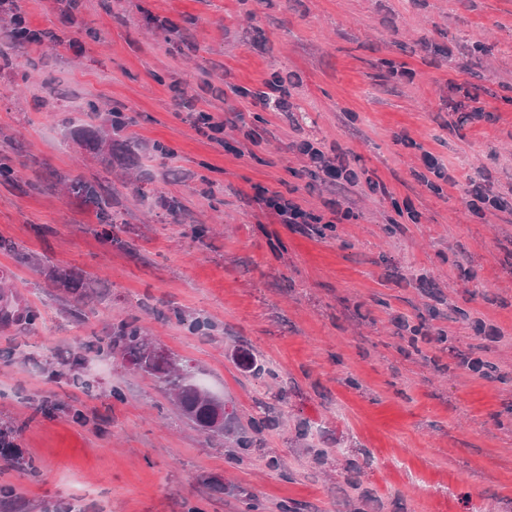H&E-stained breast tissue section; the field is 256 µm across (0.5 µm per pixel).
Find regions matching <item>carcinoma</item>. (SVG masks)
I'll list each match as a JSON object with an SVG mask.
<instances>
[{"instance_id": "obj_1", "label": "carcinoma", "mask_w": 512, "mask_h": 512, "mask_svg": "<svg viewBox=\"0 0 512 512\" xmlns=\"http://www.w3.org/2000/svg\"><path fill=\"white\" fill-rule=\"evenodd\" d=\"M11 24L16 41L25 42L35 35L26 26L17 3L11 12ZM119 116V112L110 113L105 127L87 125L69 131L73 139L84 141L85 151L98 159L107 172L112 171V161H120L131 155L134 148L129 140L112 137V132L122 128L117 120ZM63 184L68 197L95 210L103 220H109L113 225L117 223V214L110 212L112 193L105 190V185L82 178H70ZM46 276L53 287L77 303L90 297L92 278L83 271L50 265L46 268ZM105 348L113 358L133 363L137 370L151 376L173 398L180 415L196 430L209 425L216 417L220 399L197 383L188 361L172 353L157 356L138 318L122 319L112 325ZM17 434L18 431L13 429H0V458L13 466L27 467L34 472V464L26 461L17 451Z\"/></svg>"}]
</instances>
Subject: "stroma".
Instances as JSON below:
<instances>
[{
	"label": "stroma",
	"instance_id": "stroma-1",
	"mask_svg": "<svg viewBox=\"0 0 512 512\" xmlns=\"http://www.w3.org/2000/svg\"><path fill=\"white\" fill-rule=\"evenodd\" d=\"M65 3L21 0L57 35L35 52L0 12V154L19 175L0 181V277L39 313L0 323V428L38 468L0 472V512H512V0H81L72 19ZM74 23L96 38L68 42ZM113 112L139 145L128 174L66 134ZM305 141L322 163L344 151L358 185L332 187ZM428 153L446 172L430 186ZM60 176L111 181L120 245ZM471 178L506 207H469ZM263 190L323 223H279ZM52 264L94 275L93 296L64 298ZM134 313L233 407L230 436L107 353L86 357L93 397L65 376L70 348ZM262 416L276 427L239 452Z\"/></svg>",
	"mask_w": 512,
	"mask_h": 512
}]
</instances>
